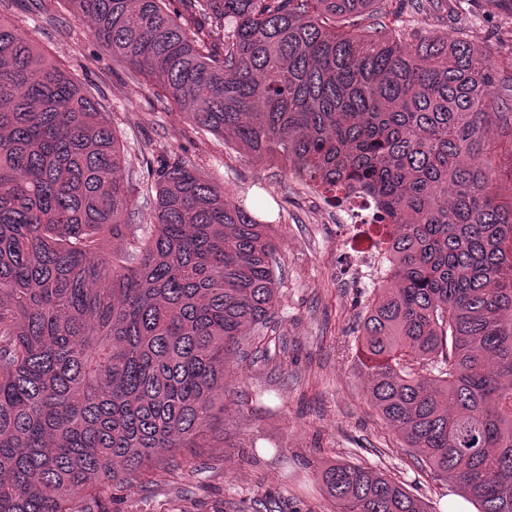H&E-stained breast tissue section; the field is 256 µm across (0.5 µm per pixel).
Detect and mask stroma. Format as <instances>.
<instances>
[{"mask_svg": "<svg viewBox=\"0 0 512 512\" xmlns=\"http://www.w3.org/2000/svg\"><path fill=\"white\" fill-rule=\"evenodd\" d=\"M0 15L88 81L112 113L124 147L121 175L142 202L138 223L152 214L149 151L159 146L186 149L230 200L282 215L273 230L274 313L226 363L223 437L210 448L173 449L174 468L145 472L140 483L101 496L92 512H336L318 480L319 468L336 462L384 471L441 512L450 486L419 466L370 402L355 354L369 290L348 272L341 212L279 165L196 133L150 82L113 62L63 0H5ZM439 31L451 40L469 34L499 57L512 54V11L487 0H455Z\"/></svg>", "mask_w": 512, "mask_h": 512, "instance_id": "1", "label": "stroma"}]
</instances>
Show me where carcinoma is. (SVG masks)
I'll use <instances>...</instances> for the list:
<instances>
[{
    "instance_id": "cac0c4a2",
    "label": "carcinoma",
    "mask_w": 512,
    "mask_h": 512,
    "mask_svg": "<svg viewBox=\"0 0 512 512\" xmlns=\"http://www.w3.org/2000/svg\"><path fill=\"white\" fill-rule=\"evenodd\" d=\"M67 2L196 130L370 197L394 281L359 326L370 399L478 512H512V58L406 45L402 5L435 27L448 0ZM155 161L141 227L113 116L0 16V512H87L159 449L209 447L226 356L271 319L272 225L186 150ZM320 483L336 512H428L369 467Z\"/></svg>"
}]
</instances>
